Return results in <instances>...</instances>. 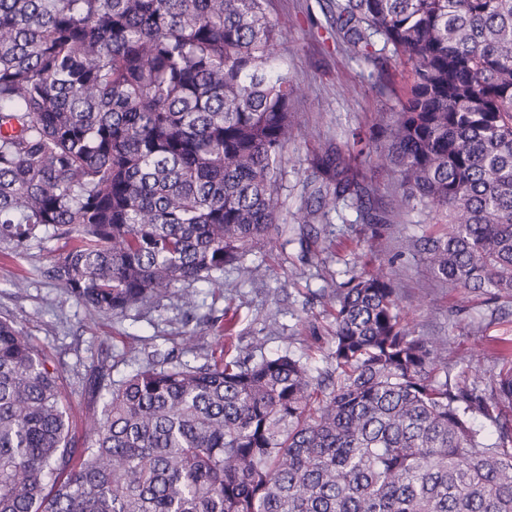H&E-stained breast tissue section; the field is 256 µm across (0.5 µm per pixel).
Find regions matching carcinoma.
<instances>
[{
	"label": "carcinoma",
	"mask_w": 512,
	"mask_h": 512,
	"mask_svg": "<svg viewBox=\"0 0 512 512\" xmlns=\"http://www.w3.org/2000/svg\"><path fill=\"white\" fill-rule=\"evenodd\" d=\"M268 0H0V243L63 241L42 275L118 316L214 284L280 232L294 86ZM354 57L404 60L402 94L358 154L395 205L436 222L409 249L433 277L512 299V0H328ZM372 187L329 147L303 223ZM332 292L325 366L287 353L150 359L77 436L58 363L0 316V512H512V366L467 382L447 340L402 323L384 267ZM482 424L474 422L475 417ZM355 163L367 175L369 183L376 190L379 205L390 211L394 188L390 169L378 161L374 155L371 157L362 155L355 160Z\"/></svg>",
	"instance_id": "carcinoma-1"
}]
</instances>
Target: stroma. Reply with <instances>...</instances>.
Instances as JSON below:
<instances>
[{"label": "stroma", "instance_id": "35a3bbf8", "mask_svg": "<svg viewBox=\"0 0 512 512\" xmlns=\"http://www.w3.org/2000/svg\"><path fill=\"white\" fill-rule=\"evenodd\" d=\"M323 4L324 0L268 2L269 14L282 31L275 52L296 89L291 102L295 127L285 151L280 190L285 241L258 246L248 255L247 264L260 268L258 278L248 280L226 268L221 286H203L191 316L169 295L126 316L112 317L97 314L40 276V268L53 258L57 240L32 242L11 257L5 256L0 243V315L13 316L22 332L63 367L71 422L78 433H85L93 418L80 379L94 361L107 358L116 380L157 353L203 364L221 342L216 319L227 310L237 317L231 354L286 352L321 366L331 345L329 296L339 283L360 272L375 250L398 254L392 275L401 290L404 322L414 335L447 337L449 366L465 371L468 380L479 381L499 370L504 359H512V303L491 315L482 297L437 286L423 256L402 252V242L421 235L431 213L415 209L392 218L390 230L374 240L360 224L352 202L331 204L314 222L316 237L300 243L299 217L312 162L328 146H340L356 157L380 206L390 208L393 199L390 169L376 157L358 155L351 133L377 126L391 111L394 100L379 92L377 77L382 72L399 77L402 66L392 59L347 56L326 23ZM305 245L314 254L308 263L301 259ZM21 275L27 281L24 287H15ZM190 317L201 325L196 342L186 323Z\"/></svg>", "mask_w": 512, "mask_h": 512}]
</instances>
